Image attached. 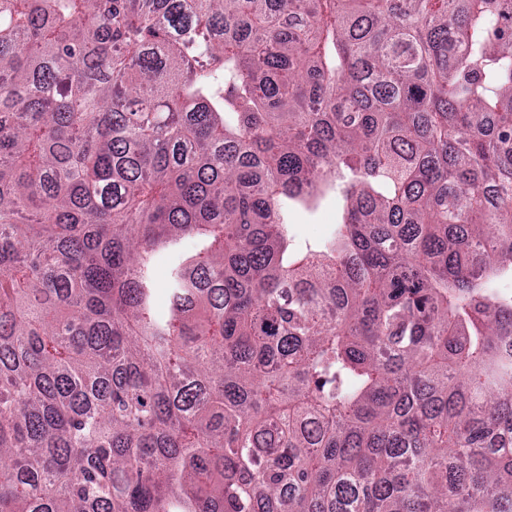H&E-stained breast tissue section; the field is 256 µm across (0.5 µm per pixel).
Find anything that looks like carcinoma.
<instances>
[{
  "mask_svg": "<svg viewBox=\"0 0 512 512\" xmlns=\"http://www.w3.org/2000/svg\"><path fill=\"white\" fill-rule=\"evenodd\" d=\"M508 279L512 0H0V512H512ZM339 208L336 196L331 195L313 211L298 207L288 209V224L297 244L305 248V245H314L327 238L336 224Z\"/></svg>",
  "mask_w": 512,
  "mask_h": 512,
  "instance_id": "carcinoma-1",
  "label": "carcinoma"
}]
</instances>
